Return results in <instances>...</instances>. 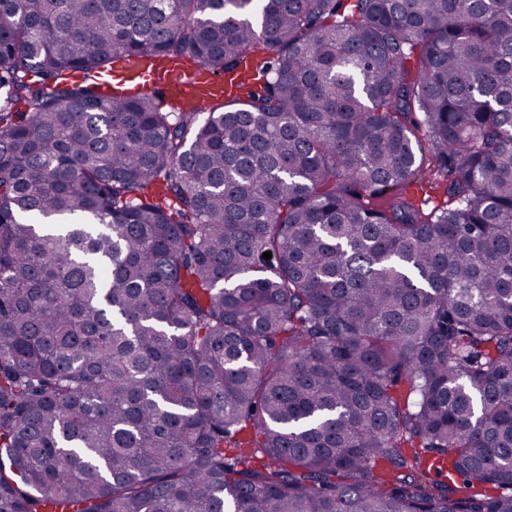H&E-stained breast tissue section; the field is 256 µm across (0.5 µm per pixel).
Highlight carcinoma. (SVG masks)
I'll return each mask as SVG.
<instances>
[{
	"label": "carcinoma",
	"mask_w": 512,
	"mask_h": 512,
	"mask_svg": "<svg viewBox=\"0 0 512 512\" xmlns=\"http://www.w3.org/2000/svg\"><path fill=\"white\" fill-rule=\"evenodd\" d=\"M0 512H512V0H0ZM167 70H169V73L165 77L163 93L168 101L177 103L183 98L184 93L187 90V87L181 82V79L185 74V70L181 67L180 63L174 62L168 63ZM407 194L416 204L419 206L422 204L424 212L429 213L446 200L445 183L437 176L430 180L429 184L421 183L410 186Z\"/></svg>",
	"instance_id": "obj_1"
}]
</instances>
